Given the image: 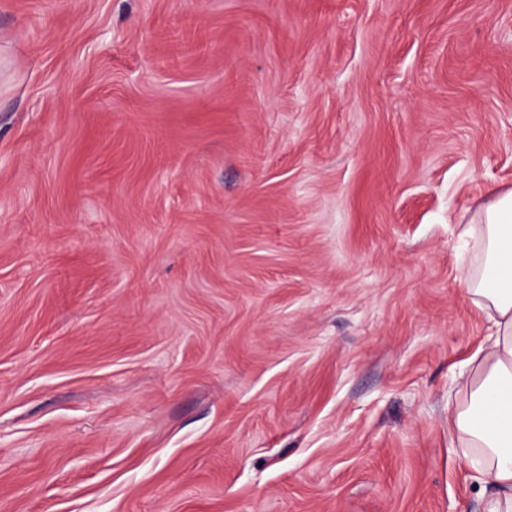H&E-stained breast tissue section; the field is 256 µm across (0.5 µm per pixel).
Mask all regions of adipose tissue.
<instances>
[{"label": "adipose tissue", "instance_id": "1", "mask_svg": "<svg viewBox=\"0 0 512 512\" xmlns=\"http://www.w3.org/2000/svg\"><path fill=\"white\" fill-rule=\"evenodd\" d=\"M467 232L477 243L469 291L491 327L460 372L465 399L449 411L448 431L474 479L490 488L484 512H512V189L481 205Z\"/></svg>", "mask_w": 512, "mask_h": 512}]
</instances>
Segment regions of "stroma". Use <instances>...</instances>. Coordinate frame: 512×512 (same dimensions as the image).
I'll use <instances>...</instances> for the list:
<instances>
[{
	"label": "stroma",
	"mask_w": 512,
	"mask_h": 512,
	"mask_svg": "<svg viewBox=\"0 0 512 512\" xmlns=\"http://www.w3.org/2000/svg\"><path fill=\"white\" fill-rule=\"evenodd\" d=\"M507 188L512 0H0V512H481ZM466 230L477 243L473 302L491 322L484 348L460 372L465 399L448 413L451 441L491 492L483 512L512 511V189L480 206Z\"/></svg>",
	"instance_id": "1"
}]
</instances>
